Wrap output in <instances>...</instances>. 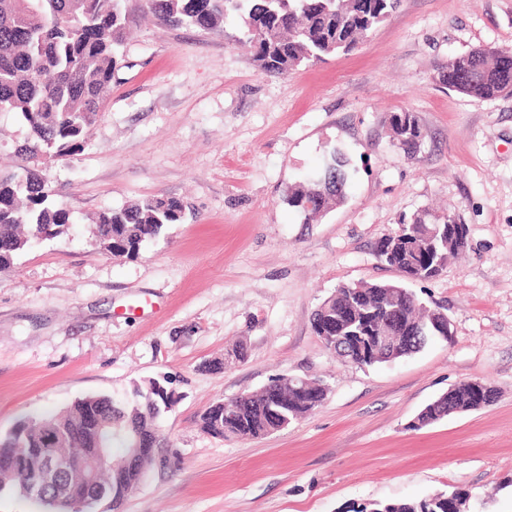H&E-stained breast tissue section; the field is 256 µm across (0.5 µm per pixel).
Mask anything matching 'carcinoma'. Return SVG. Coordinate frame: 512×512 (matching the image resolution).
<instances>
[{"mask_svg": "<svg viewBox=\"0 0 512 512\" xmlns=\"http://www.w3.org/2000/svg\"><path fill=\"white\" fill-rule=\"evenodd\" d=\"M126 0H0V111L20 114L34 145L22 151L34 167L21 174L0 177V267L29 245L69 234L72 218L48 203L56 189L40 177L37 166L52 157H68L84 149L86 132L103 111L112 75L123 55L129 15ZM399 0H147L148 12L161 24L208 30L237 16L243 26L256 66L265 74L285 77L302 65L348 53L396 9ZM435 84L459 94L494 100L512 95V56L504 50L474 47L435 67ZM392 144L410 160L420 153L424 134L415 113L392 112L387 118ZM351 179L349 159L334 146L322 166L307 180L288 190V206L303 223L340 205ZM183 218V205L174 198L152 196L122 207L106 209L91 220V240L98 253L136 258L168 225ZM462 223L452 213L440 221L424 208L401 217L402 235L384 236L377 246L385 265L410 280L439 276L447 261L464 250L467 241L448 235V224ZM398 283L362 282L342 285L325 299L313 317L316 336L324 335L319 322L341 337L337 356L356 365L394 361L416 353L435 338L432 315L411 291L398 292ZM158 380L132 385L131 397L107 395L81 398L66 411L28 418L0 435V493L20 495L48 437L56 438L52 451L73 463L65 490L48 494L45 505L53 512H71L56 500L71 495L84 498L85 473L80 461L102 439L112 460L95 476L105 492L108 512H122L125 499L153 462L126 463L124 434L132 425L146 439L159 442L157 420L173 393L157 394ZM476 381L453 387V407L477 408ZM287 387L277 377L260 390L209 405L199 415V426L218 438H259L312 412L326 397L315 380H305L303 396L288 394L279 407L273 394ZM448 416V397L428 405L410 427L421 429ZM468 492L420 500L381 504L386 512H462Z\"/></svg>", "mask_w": 512, "mask_h": 512, "instance_id": "obj_1", "label": "carcinoma"}]
</instances>
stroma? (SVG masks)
<instances>
[{"instance_id": "obj_1", "label": "stroma", "mask_w": 512, "mask_h": 512, "mask_svg": "<svg viewBox=\"0 0 512 512\" xmlns=\"http://www.w3.org/2000/svg\"><path fill=\"white\" fill-rule=\"evenodd\" d=\"M127 9L85 148L43 170L70 234L0 268V433L163 378L178 402L159 422L162 453L179 465L152 467L123 512H342L455 489L470 493L464 512H512V96L432 81L448 57L512 48V0H400L357 50L284 78L254 66L240 21L163 26L145 0ZM401 110L425 135L413 160L385 123ZM27 135L0 112V175L25 168ZM335 146L351 163L348 199L303 223L287 190ZM152 196L179 199L181 223L135 259L93 252L92 216ZM422 208L468 228L440 277L409 285L447 314L449 339L392 365L341 362L314 311L340 285L400 280L376 246ZM220 356L228 366L210 370ZM282 375L323 380L325 400L258 439L198 427L213 402ZM469 379L497 401L411 429Z\"/></svg>"}]
</instances>
